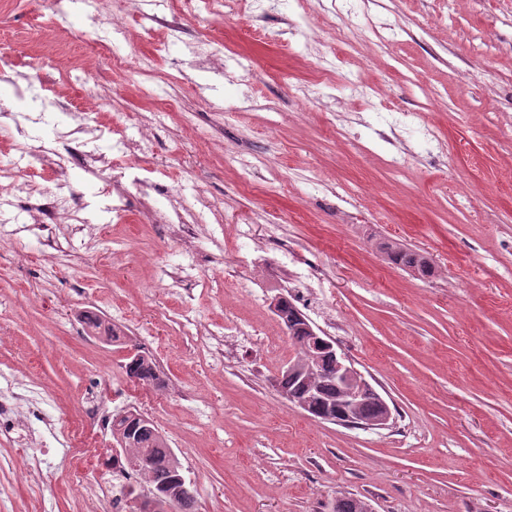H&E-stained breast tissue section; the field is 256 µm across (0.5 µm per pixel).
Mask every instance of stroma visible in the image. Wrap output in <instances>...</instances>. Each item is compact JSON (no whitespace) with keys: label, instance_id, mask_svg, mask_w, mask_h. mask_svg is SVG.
I'll list each match as a JSON object with an SVG mask.
<instances>
[{"label":"stroma","instance_id":"obj_1","mask_svg":"<svg viewBox=\"0 0 512 512\" xmlns=\"http://www.w3.org/2000/svg\"><path fill=\"white\" fill-rule=\"evenodd\" d=\"M112 8L126 28L102 46L73 0H0V161L40 169L43 139L72 121H26L32 67L76 109L90 87L118 93L95 114L105 136L67 144L85 158L67 177L82 223L58 225L54 249L23 203L0 223V397L33 387L53 422L26 448L0 434V512H110L88 477L127 409L165 436L196 512H332L342 495L375 512H512V0H238L186 9L172 45L164 0ZM51 22L73 47L63 71L38 35ZM342 27L359 41L337 42ZM205 36L224 42L223 74L194 64ZM352 79L367 97H348ZM145 127L152 151L125 171L118 222L101 158ZM171 193L216 206L191 241L140 210L144 196L169 210ZM387 241L431 276L392 264ZM292 270L391 427L323 421L281 394L297 349L270 303ZM83 310L119 341L89 336ZM132 351L162 386L127 376ZM32 447L50 451L34 481Z\"/></svg>","mask_w":512,"mask_h":512}]
</instances>
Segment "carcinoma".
I'll return each instance as SVG.
<instances>
[{
  "label": "carcinoma",
  "instance_id": "obj_1",
  "mask_svg": "<svg viewBox=\"0 0 512 512\" xmlns=\"http://www.w3.org/2000/svg\"><path fill=\"white\" fill-rule=\"evenodd\" d=\"M389 259L395 264L415 267L422 275L430 270L420 254L397 245L390 247ZM290 306L289 300L282 301L280 319L288 325V335L298 349V357L295 371L281 374L282 395L294 405L307 397L321 406L341 401L345 391L336 386L333 358L325 357L319 363L302 348L303 335L291 324ZM122 462L139 473L146 486L155 492V512H195L193 499L178 496L177 476L183 474L181 462L169 456L168 443L154 425L136 436L132 451ZM366 509L365 501L345 496L336 499L334 512H366Z\"/></svg>",
  "mask_w": 512,
  "mask_h": 512
}]
</instances>
